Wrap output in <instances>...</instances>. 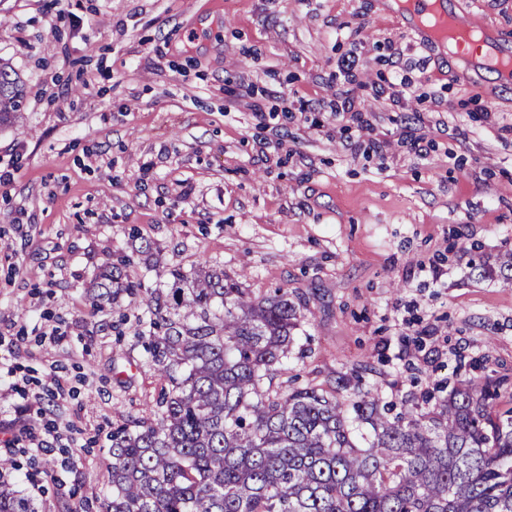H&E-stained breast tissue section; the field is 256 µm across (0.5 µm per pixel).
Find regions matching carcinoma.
<instances>
[{"instance_id": "cac0c4a2", "label": "carcinoma", "mask_w": 512, "mask_h": 512, "mask_svg": "<svg viewBox=\"0 0 512 512\" xmlns=\"http://www.w3.org/2000/svg\"><path fill=\"white\" fill-rule=\"evenodd\" d=\"M25 107L0 63V126ZM119 256L89 299L127 320L161 387L149 414L112 427L100 512H512V393L458 380L433 409L394 405L359 383L296 387L289 347L304 317L288 290L256 293L222 270L167 267L150 288ZM482 278L512 283V251ZM0 512H39L0 484Z\"/></svg>"}]
</instances>
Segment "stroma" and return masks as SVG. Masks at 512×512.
I'll return each instance as SVG.
<instances>
[{"mask_svg": "<svg viewBox=\"0 0 512 512\" xmlns=\"http://www.w3.org/2000/svg\"><path fill=\"white\" fill-rule=\"evenodd\" d=\"M449 2L512 36V0ZM0 60L26 93L0 128V483L42 512L99 496L113 424L154 407L147 353L88 298L145 240L301 302L300 384L356 369L417 404L463 364L512 382V284L469 275L512 249V84L462 77L399 11L0 0ZM349 90L369 129L333 115Z\"/></svg>", "mask_w": 512, "mask_h": 512, "instance_id": "35a3bbf8", "label": "stroma"}]
</instances>
